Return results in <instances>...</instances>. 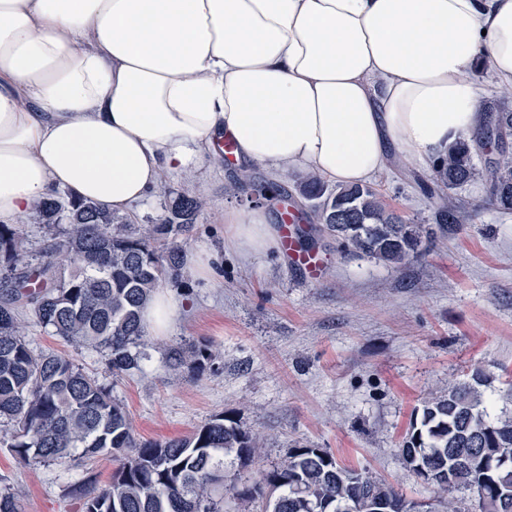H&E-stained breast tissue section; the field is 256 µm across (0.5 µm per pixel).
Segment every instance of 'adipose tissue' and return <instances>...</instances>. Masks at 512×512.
Listing matches in <instances>:
<instances>
[{
    "label": "adipose tissue",
    "mask_w": 512,
    "mask_h": 512,
    "mask_svg": "<svg viewBox=\"0 0 512 512\" xmlns=\"http://www.w3.org/2000/svg\"><path fill=\"white\" fill-rule=\"evenodd\" d=\"M512 85V0H0V224L65 188L116 213L219 138L240 162L362 184L485 123L474 70ZM242 259L277 248L230 210ZM179 314L156 291L141 323Z\"/></svg>",
    "instance_id": "1"
}]
</instances>
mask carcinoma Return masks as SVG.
<instances>
[{"label":"carcinoma","instance_id":"carcinoma-1","mask_svg":"<svg viewBox=\"0 0 512 512\" xmlns=\"http://www.w3.org/2000/svg\"><path fill=\"white\" fill-rule=\"evenodd\" d=\"M488 117L475 150L466 141L448 148L432 165L439 199L438 224H456L464 205L452 192L481 179L502 214L512 213V156L503 135L512 134V111L496 100L482 108ZM495 158L478 164L477 151ZM301 196L317 214L320 230L336 237L342 251L399 266L417 253L429 229L406 224L388 211L376 192L362 185L328 188L311 173L300 183ZM204 200L178 195L170 200L161 224H134L92 201L57 191L35 211L48 239L32 259L20 248V231L0 225V443L24 463L66 464L105 456L118 462L108 485L86 497L84 512H224V453L243 465L252 462L261 438L222 414L191 433L166 441L135 438L123 405L111 390L71 359L35 353L18 323L17 308L28 307L35 321L53 336L88 346L108 357L112 373L141 368L147 359L140 313L159 285L183 276L182 258ZM206 349L177 347L173 367L204 366ZM491 376L480 368L470 380L448 386L425 399L401 447L423 457L426 466L448 448L452 487H437L440 499L430 512H469L467 491L478 498L493 493V480L478 465L462 461L477 451L512 474V414L495 416L482 405L481 388ZM370 484L378 496L414 512L415 503L368 475L340 466L323 448L297 446L259 482L236 492L242 500L263 499V512H369L362 496Z\"/></svg>","mask_w":512,"mask_h":512}]
</instances>
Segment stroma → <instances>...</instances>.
<instances>
[{"mask_svg":"<svg viewBox=\"0 0 512 512\" xmlns=\"http://www.w3.org/2000/svg\"><path fill=\"white\" fill-rule=\"evenodd\" d=\"M246 169L285 188L287 200L255 202L240 181ZM301 177L210 156L192 174L165 177L131 207L135 223L157 224L170 194L204 198L187 246L224 263L216 280L184 274L173 289L180 313L166 335L147 336L141 369L113 377L104 354L50 335L28 309L17 317L35 352L65 355L111 389L137 439L177 438L218 414L258 433L263 446L254 462L243 467L225 456L226 483H254L304 443L407 499L432 502V487L398 452L423 399L479 367L492 378L487 407L512 410V215L490 206L487 184L473 181L457 191L467 219L447 225L397 268L347 255L333 236L314 232L324 270L313 284L299 281L281 251L244 261L225 249L226 209L261 204L274 227L286 204L309 212ZM430 177L429 166L405 165L370 186L404 222L430 224ZM191 344L209 347L211 362L201 371L171 370L169 350ZM115 468L108 459L28 464L0 446V491L13 494L22 512H83V489L104 488Z\"/></svg>","mask_w":512,"mask_h":512,"instance_id":"35a3bbf8","label":"stroma"}]
</instances>
